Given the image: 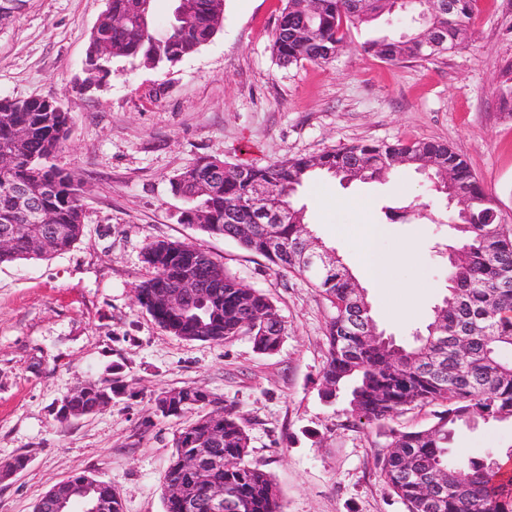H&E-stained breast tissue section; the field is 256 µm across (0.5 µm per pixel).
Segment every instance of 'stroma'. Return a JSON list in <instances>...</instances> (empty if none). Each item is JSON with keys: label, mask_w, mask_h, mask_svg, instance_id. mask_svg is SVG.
<instances>
[{"label": "stroma", "mask_w": 512, "mask_h": 512, "mask_svg": "<svg viewBox=\"0 0 512 512\" xmlns=\"http://www.w3.org/2000/svg\"><path fill=\"white\" fill-rule=\"evenodd\" d=\"M283 0H224L220 30L161 70L114 61L99 90L83 91L86 49L106 0H24L0 25V98L50 99L71 118L56 165L79 173L85 224L74 246L46 260L0 265V512H34L46 492L84 473L111 482L124 512H164L161 486L187 418L164 417L163 391L201 387L242 417L253 463L272 476L283 512H405L384 483L377 426L354 423L348 398L325 401L329 301L275 272L235 241L180 221L169 180L201 157L267 164L362 143L435 140L461 155L512 225V116L498 75L512 61V0H478L466 48L392 63L364 52L350 29L333 61L283 65L271 46ZM428 203L392 222L385 207ZM293 202L365 290L380 330L397 343L430 321L446 293L451 243L446 202L425 176L384 181L319 177ZM375 225L367 233V225ZM187 243L267 295L288 326L278 353L249 337L189 341L165 332L135 298L149 274L145 248ZM385 262L373 283L368 259ZM118 373L122 394L94 415L59 420L78 384ZM512 421L460 427L466 458L503 455ZM27 457L13 470L17 457Z\"/></svg>", "instance_id": "1"}]
</instances>
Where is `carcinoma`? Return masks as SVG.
Returning <instances> with one entry per match:
<instances>
[{
	"label": "carcinoma",
	"mask_w": 512,
	"mask_h": 512,
	"mask_svg": "<svg viewBox=\"0 0 512 512\" xmlns=\"http://www.w3.org/2000/svg\"><path fill=\"white\" fill-rule=\"evenodd\" d=\"M139 2L107 0L105 17L89 37L86 84L101 87L112 76V63L118 58L152 67L172 66L196 53L218 32L223 20L224 0H175L172 10L182 9L183 19L171 16L165 22L157 20L154 0L145 4L146 21H141ZM476 2L456 0L451 19L446 12L432 15L434 48L424 44L423 29L417 28L407 36L370 40L364 50L390 62L430 60L454 52L468 42ZM420 9L415 0L397 9L392 0H323L322 12L314 15L310 0H284L272 52L283 65L327 63L337 54L349 27L369 25L394 13L413 24ZM117 13L128 17L126 25H112V15ZM101 42L113 46V57L98 55ZM499 87L501 110L511 116L512 62L500 68ZM69 122V114L53 100L0 99V148L12 147L17 155L13 167L0 170V232L9 230L15 235L11 250L0 252V263L48 259L73 247L83 232L81 179L76 172L51 163L66 140ZM430 160L447 167L450 175V184L439 181L435 190L448 198L462 193L469 200L467 209L448 216V227L458 244L448 254L447 294L412 344L399 345L388 337L372 342L366 336L375 325L371 307L367 298L353 295L355 284L349 270L339 260L328 270H318L304 260L295 228L305 222L304 209H295L299 217L292 223L264 224L262 208L252 202L253 188L264 183L271 203L290 206L298 188L319 172L348 165L360 181H384L401 168L421 171ZM17 183L39 193L40 207L51 223L69 228V235L56 240L44 253L30 252V236L38 226L27 219L10 193ZM204 184L210 185L206 193L202 192ZM170 185L183 199L185 212L207 211L209 223L199 225L202 231L237 240L276 271L303 277L330 302L328 357L320 372L322 396L335 398L350 386V416L381 429L386 442L377 456L380 475L406 512H512V488L497 480L503 468L500 457L457 461L450 453L458 424L512 418V360L503 356L512 349V227L498 222L492 200L458 153L445 143L419 139L358 144L263 166L200 158L173 176ZM230 213L232 224L225 221ZM240 224L251 225L252 234L238 237ZM271 233L283 241L285 250L268 251L266 239ZM187 249L181 242L165 240L146 248L143 261L149 276L135 286L139 304L162 329L185 340L219 342L244 334L256 350L278 352L288 331L275 305L205 253L192 274L209 287L207 309L196 315L152 308L156 292L175 284L181 272L180 254ZM458 337L469 341L464 359L453 349ZM428 360L437 363L432 373L421 370ZM180 394L191 402L177 414L163 410L161 400H156L162 416L180 418L187 411L216 403L209 391L199 387L183 389ZM434 403L442 410L435 412L430 426L419 430L394 426L404 412ZM72 410L77 417L99 412L98 395L80 397ZM220 422L224 429L221 458L230 460L231 466L212 468L211 482L224 485L225 494L235 503L233 512H281L271 475L249 460L250 437L241 416L226 408ZM211 424L207 413L184 427L164 477L166 483L179 482L186 487L196 503L194 512H207L206 488L195 484L183 470L182 455L208 447ZM408 470L421 478L440 476L437 509L429 507L422 487L406 478ZM462 470L469 474L466 481L458 478Z\"/></svg>",
	"instance_id": "cac0c4a2"
}]
</instances>
